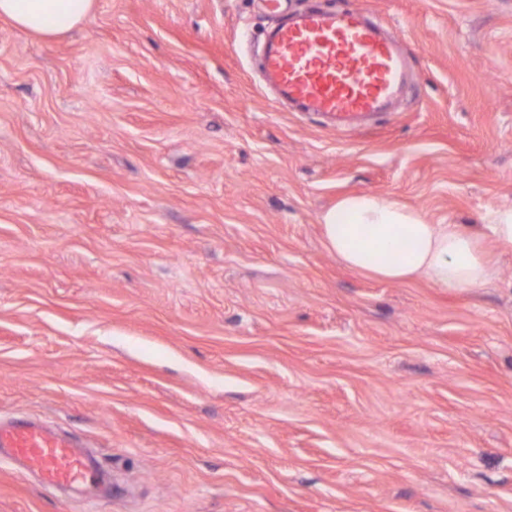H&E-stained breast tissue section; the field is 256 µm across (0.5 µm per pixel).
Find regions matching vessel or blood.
Here are the masks:
<instances>
[{
  "instance_id": "b4317fda",
  "label": "vessel or blood",
  "mask_w": 512,
  "mask_h": 512,
  "mask_svg": "<svg viewBox=\"0 0 512 512\" xmlns=\"http://www.w3.org/2000/svg\"><path fill=\"white\" fill-rule=\"evenodd\" d=\"M410 59L399 41L360 9L309 7L288 13L263 42L262 77L292 111L328 119L336 131L396 112ZM36 470L44 486L88 485L96 463L47 423L0 425V451Z\"/></svg>"
}]
</instances>
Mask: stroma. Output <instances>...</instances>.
Here are the masks:
<instances>
[{
  "label": "stroma",
  "mask_w": 512,
  "mask_h": 512,
  "mask_svg": "<svg viewBox=\"0 0 512 512\" xmlns=\"http://www.w3.org/2000/svg\"><path fill=\"white\" fill-rule=\"evenodd\" d=\"M415 85L339 133L275 102L260 0L0 20V423L81 441L108 500L0 459V512H512V250L477 292L341 265L346 195L512 207V0H335Z\"/></svg>",
  "instance_id": "1"
}]
</instances>
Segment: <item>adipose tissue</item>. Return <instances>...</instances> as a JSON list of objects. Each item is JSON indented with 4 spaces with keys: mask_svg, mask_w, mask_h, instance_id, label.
Here are the masks:
<instances>
[{
    "mask_svg": "<svg viewBox=\"0 0 512 512\" xmlns=\"http://www.w3.org/2000/svg\"><path fill=\"white\" fill-rule=\"evenodd\" d=\"M96 0H0V20L51 39L93 12ZM326 248L347 268L387 282L424 279L448 290H475L499 278L484 240L512 248V207L472 230L433 224L389 195L342 197L322 218Z\"/></svg>",
    "mask_w": 512,
    "mask_h": 512,
    "instance_id": "adipose-tissue-1",
    "label": "adipose tissue"
}]
</instances>
